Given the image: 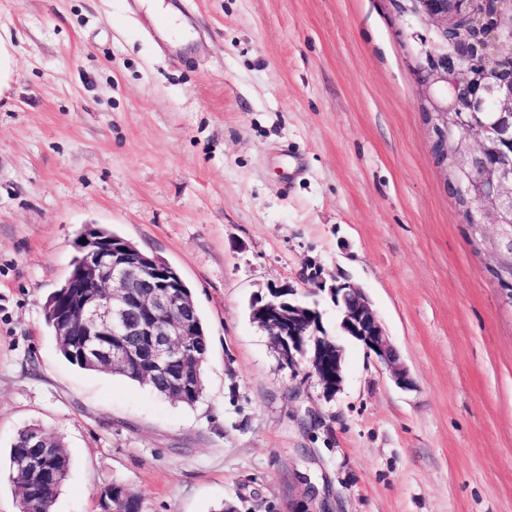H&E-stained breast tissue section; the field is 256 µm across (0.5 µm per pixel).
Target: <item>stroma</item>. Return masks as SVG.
<instances>
[{
    "mask_svg": "<svg viewBox=\"0 0 512 512\" xmlns=\"http://www.w3.org/2000/svg\"><path fill=\"white\" fill-rule=\"evenodd\" d=\"M0 0L16 68L0 100V512L18 431L59 436L53 512H512V305L434 163L392 0ZM164 258L210 348L191 407L69 363L44 303L86 226ZM325 283L317 288L311 274ZM318 279V280H319ZM368 294L413 384L340 328L329 288ZM290 285L344 347L327 397L279 362L249 304ZM112 490V498L111 504L107 512H123L118 510V507L112 508V500L113 501H122L123 507L126 512H141L142 511V500L140 496L129 488L125 483L120 481H112V483L108 484L102 493V497L105 495V490ZM305 498L306 500L299 505L297 511L292 512H333L328 497L325 493L321 495L315 485H309Z\"/></svg>",
    "mask_w": 512,
    "mask_h": 512,
    "instance_id": "35a3bbf8",
    "label": "stroma"
}]
</instances>
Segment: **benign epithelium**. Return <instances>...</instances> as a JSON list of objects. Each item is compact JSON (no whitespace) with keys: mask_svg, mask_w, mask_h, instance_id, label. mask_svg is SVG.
<instances>
[{"mask_svg":"<svg viewBox=\"0 0 512 512\" xmlns=\"http://www.w3.org/2000/svg\"><path fill=\"white\" fill-rule=\"evenodd\" d=\"M422 22L426 34L419 39L413 74L419 88V105L431 136V152L442 169L467 175L455 183L458 196L478 201L470 223L504 224L512 212V154L494 163L487 157L497 143L512 140V78L488 80L489 72L503 61L512 63V0H492L493 16L476 9L477 0H394ZM483 29L479 43L448 44V27ZM509 53H504V48ZM460 112H493V126L466 127L448 161V124ZM77 257L65 281L75 291L72 301L55 310L59 344L70 336L98 337L87 352L97 365L109 368L134 365L146 376L167 370L170 360L184 353L185 337L197 328L189 312L192 300L178 289L180 275L158 256L131 241L99 228L87 227L76 238ZM330 293L341 298L343 333L359 343L391 374L400 388L411 385L408 368L400 361L364 290L349 281L336 284ZM252 319L264 329L282 367L296 370L310 366L323 392L335 396L344 383V348H326L318 332L319 311L296 297L289 286H271L251 304ZM297 512H333L326 495L311 485Z\"/></svg>","mask_w":512,"mask_h":512,"instance_id":"obj_1","label":"benign epithelium"}]
</instances>
